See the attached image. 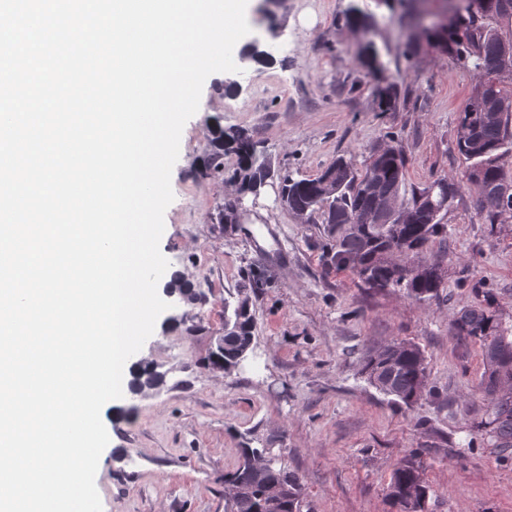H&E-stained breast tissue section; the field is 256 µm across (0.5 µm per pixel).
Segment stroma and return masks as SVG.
<instances>
[{"label": "stroma", "instance_id": "stroma-1", "mask_svg": "<svg viewBox=\"0 0 512 512\" xmlns=\"http://www.w3.org/2000/svg\"><path fill=\"white\" fill-rule=\"evenodd\" d=\"M355 3L372 14L368 29L348 21ZM246 18L249 40L273 59L210 75L184 126L160 250L168 275H181L197 298L163 312L140 350L160 386L101 410L109 434L95 478L103 512H224V476L249 439L281 450L298 473L301 512H392V470L413 451L430 488L427 512H512V455L473 428L488 404L478 388L480 350L451 327L454 313L486 290L512 323V216L481 223L466 190L446 215L447 251L432 244L423 252L443 258L448 275L439 298L420 305L325 269L323 224L282 208L276 179L242 197L234 184L198 176L219 124L248 130L272 169L297 179L392 135L406 147L407 188L461 177L459 111L482 72L430 49L406 0H250ZM369 44L379 53L376 72ZM390 83L397 103L383 112L376 90ZM237 199L233 220L217 223L219 209ZM252 227L275 233L286 259L259 255ZM259 267L269 280L251 295L252 347L230 372L211 371L201 359L224 328V305ZM395 338L425 351L428 382L447 404L426 397L408 410L368 383L364 353Z\"/></svg>", "mask_w": 512, "mask_h": 512}]
</instances>
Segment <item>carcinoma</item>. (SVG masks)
Here are the masks:
<instances>
[{"label":"carcinoma","mask_w":512,"mask_h":512,"mask_svg":"<svg viewBox=\"0 0 512 512\" xmlns=\"http://www.w3.org/2000/svg\"><path fill=\"white\" fill-rule=\"evenodd\" d=\"M465 6L447 24H436L428 47L445 51L466 69L484 72L488 80L468 97L459 113L455 140L458 153L469 162L465 180L439 177L422 188L406 189L408 157L403 141L374 145L362 162L338 156L319 176L295 179L278 175L280 205L306 224L313 217L325 224L321 246L325 265L349 272L357 286L372 290L400 291L416 303L439 297L445 287L439 262L422 260L431 243H448V225L442 223L464 185L476 190L475 214L485 224H496L512 213V174L504 159L512 155V0H461ZM214 151L204 168L205 176H224V151L234 153L238 166L228 180L239 185L242 195H258L275 176L271 165L257 151L245 129L212 134ZM494 294L459 308L452 326L460 338L479 345L483 360L480 389L501 388L489 401L484 418L474 423L476 432L493 448L512 450V326L496 314ZM224 362L232 369L251 348L255 321L249 295L224 307ZM368 382L391 402L412 408L424 394H441L428 387L424 351L416 344L392 341L368 350L363 357ZM156 380L153 370L137 368L131 388L135 391ZM240 463L224 475L229 498L227 512H301L303 485L299 475L283 465L282 455L265 446L246 444L239 449ZM279 489L275 507L268 505L269 489ZM429 495L419 456L412 452L394 468L387 496L398 512H426Z\"/></svg>","instance_id":"obj_1"}]
</instances>
